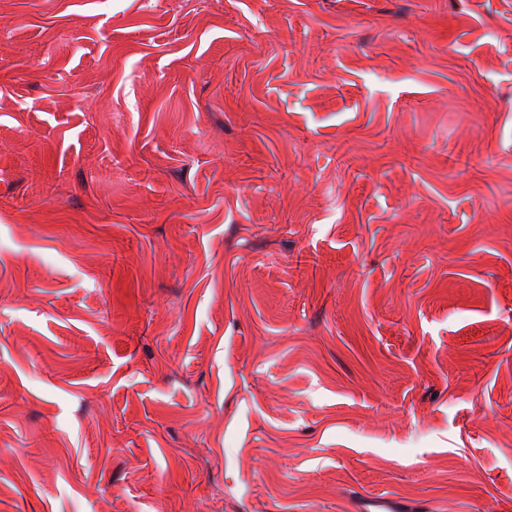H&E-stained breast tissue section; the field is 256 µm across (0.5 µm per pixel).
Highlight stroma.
Here are the masks:
<instances>
[{
    "label": "stroma",
    "mask_w": 512,
    "mask_h": 512,
    "mask_svg": "<svg viewBox=\"0 0 512 512\" xmlns=\"http://www.w3.org/2000/svg\"><path fill=\"white\" fill-rule=\"evenodd\" d=\"M512 512V0H0V512Z\"/></svg>",
    "instance_id": "obj_1"
}]
</instances>
